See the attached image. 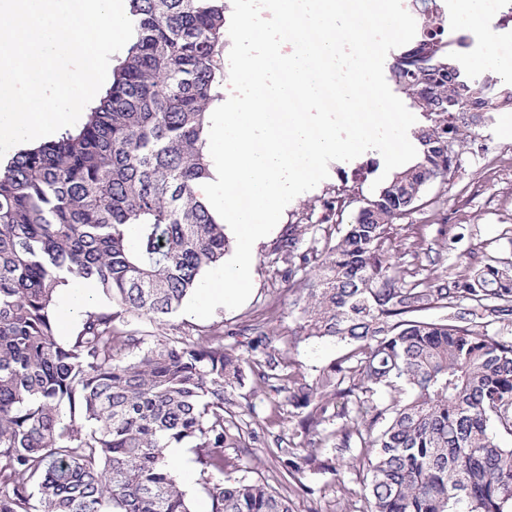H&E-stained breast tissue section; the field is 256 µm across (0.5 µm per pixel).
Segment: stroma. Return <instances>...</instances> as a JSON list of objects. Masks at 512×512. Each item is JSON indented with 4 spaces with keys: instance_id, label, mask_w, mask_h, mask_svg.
Wrapping results in <instances>:
<instances>
[{
    "instance_id": "stroma-1",
    "label": "stroma",
    "mask_w": 512,
    "mask_h": 512,
    "mask_svg": "<svg viewBox=\"0 0 512 512\" xmlns=\"http://www.w3.org/2000/svg\"><path fill=\"white\" fill-rule=\"evenodd\" d=\"M469 35L465 61H472L489 42L498 54L512 56V0H496L495 13L486 18L482 29L470 30ZM383 168L382 156L375 150L350 162H332L327 179L293 199L278 228L255 247L252 292L241 307L216 310L207 319L182 312L168 322L135 319L131 328L145 336H164L175 327L195 335L208 334L266 313L270 316L267 330L276 336V348L308 373H317L341 356L344 348L313 339L291 343L297 321L288 312V284L277 274L276 246L294 224L301 230L302 246L336 239L364 198L371 196V186ZM459 230L463 239L450 243V236ZM388 249L421 276L430 273L428 257L435 253L442 254L445 267L475 268L486 254L512 252V111L496 113L477 140L464 148L461 166L447 184L425 188L420 207L399 220ZM303 481L308 488L321 491V512H338L345 487L358 485L353 473L339 478L324 470L307 472Z\"/></svg>"
}]
</instances>
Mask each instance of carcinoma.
I'll return each mask as SVG.
<instances>
[{
    "label": "carcinoma",
    "mask_w": 512,
    "mask_h": 512,
    "mask_svg": "<svg viewBox=\"0 0 512 512\" xmlns=\"http://www.w3.org/2000/svg\"><path fill=\"white\" fill-rule=\"evenodd\" d=\"M416 34L389 79L422 120L418 156L368 199L292 302L305 338L345 353L312 375L276 356L264 325L194 336L117 333L130 318L173 317L229 240L196 195L212 177L203 138L222 99L226 0H129L135 42L81 129L0 165V512H191L159 466L188 448L211 512H293L313 467L359 488L340 512H512V259L407 279L386 243L423 189L457 172L464 147L512 84L465 73L436 0H415ZM451 144L453 154L438 145ZM284 280L317 249L295 231L278 247ZM76 281L108 306L57 334V306ZM432 310L446 314L427 316ZM246 341L224 343V337ZM251 379L292 407L274 436L280 492L236 479L279 413L243 419ZM357 497L364 506L350 507Z\"/></svg>",
    "instance_id": "carcinoma-1"
}]
</instances>
